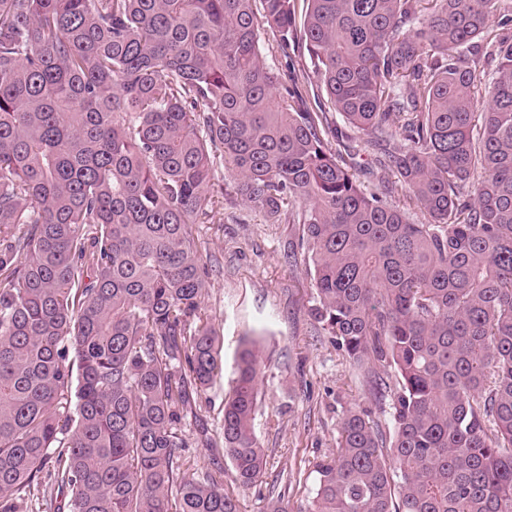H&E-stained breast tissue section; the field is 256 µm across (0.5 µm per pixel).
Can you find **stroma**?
Wrapping results in <instances>:
<instances>
[{
    "mask_svg": "<svg viewBox=\"0 0 512 512\" xmlns=\"http://www.w3.org/2000/svg\"><path fill=\"white\" fill-rule=\"evenodd\" d=\"M323 121L344 135L330 142L332 152L365 189H373L370 169L382 147L351 134L332 107H324ZM192 232L208 265L210 286L202 307L220 334L224 370L181 420L187 443L182 469L189 474L221 469L225 482H232L231 465L216 442L237 356L254 345L263 369L254 426L267 465L262 484L237 493L243 512H272L277 492L288 512H301L313 494L316 463L336 449L344 412L370 410L385 431L391 426L388 408L373 398L363 370L336 349L309 313L314 290L298 248L299 225L265 223L239 195L228 194L223 219L195 224Z\"/></svg>",
    "mask_w": 512,
    "mask_h": 512,
    "instance_id": "35a3bbf8",
    "label": "stroma"
}]
</instances>
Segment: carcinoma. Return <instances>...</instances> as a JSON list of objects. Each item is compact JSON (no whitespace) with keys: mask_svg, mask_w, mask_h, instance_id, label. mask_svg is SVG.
I'll list each match as a JSON object with an SVG mask.
<instances>
[{"mask_svg":"<svg viewBox=\"0 0 512 512\" xmlns=\"http://www.w3.org/2000/svg\"><path fill=\"white\" fill-rule=\"evenodd\" d=\"M0 0V512H240L188 476L177 425L222 371L189 225L215 166L300 224L310 314L387 402L348 410L302 512H512V0ZM311 71L287 79L261 33ZM497 62L477 81L481 57ZM313 73L370 141L336 161ZM429 216L410 222L388 192ZM261 362L241 351L222 443L261 481ZM312 85L310 83L302 86L301 92L308 104V106L314 107L313 95L318 93L322 102L324 103L322 107L323 121L330 128H337L339 131L343 133L344 139H340V141H336V139H331L329 137V148L332 152L336 153L339 156V160L348 164V166L352 167L351 171L355 174L358 180L363 184L364 188L367 190L373 189L374 185H377V181L369 174L371 172L370 169L373 167V159L382 155L384 150H387L389 147L391 149H398L400 145L404 143L401 137H395L387 146L385 145H374L370 143H364V141L359 137L358 134L354 133L347 124L343 121L342 117L326 102V96L324 93L320 91L317 87V83L314 79H311ZM346 135L349 141L346 139ZM351 145L355 147L354 153L355 156L350 155L353 151H349L348 146ZM352 157H354L352 159Z\"/></svg>","mask_w":512,"mask_h":512,"instance_id":"1","label":"carcinoma"}]
</instances>
